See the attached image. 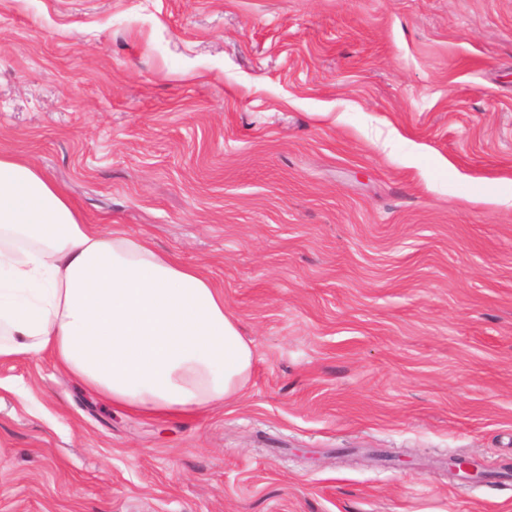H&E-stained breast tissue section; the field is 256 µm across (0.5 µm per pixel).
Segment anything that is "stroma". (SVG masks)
Here are the masks:
<instances>
[{
  "instance_id": "1",
  "label": "stroma",
  "mask_w": 512,
  "mask_h": 512,
  "mask_svg": "<svg viewBox=\"0 0 512 512\" xmlns=\"http://www.w3.org/2000/svg\"><path fill=\"white\" fill-rule=\"evenodd\" d=\"M0 152L255 353L170 417L0 360V512H512V0H0Z\"/></svg>"
}]
</instances>
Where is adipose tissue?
Returning a JSON list of instances; mask_svg holds the SVG:
<instances>
[{"mask_svg":"<svg viewBox=\"0 0 512 512\" xmlns=\"http://www.w3.org/2000/svg\"><path fill=\"white\" fill-rule=\"evenodd\" d=\"M45 355L113 405L155 415L235 400L254 363L207 277L84 223L39 170L0 153V360Z\"/></svg>","mask_w":512,"mask_h":512,"instance_id":"ef3b65f1","label":"adipose tissue"}]
</instances>
